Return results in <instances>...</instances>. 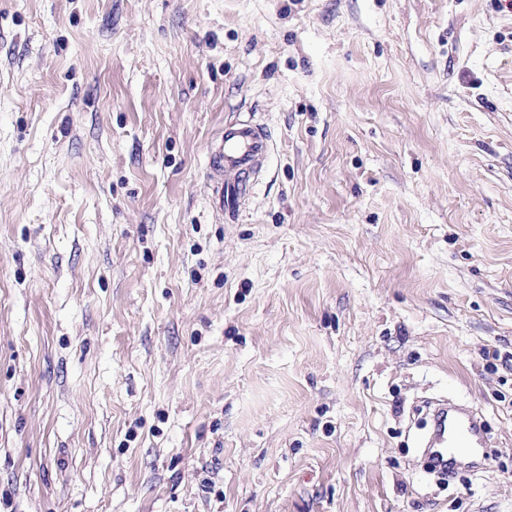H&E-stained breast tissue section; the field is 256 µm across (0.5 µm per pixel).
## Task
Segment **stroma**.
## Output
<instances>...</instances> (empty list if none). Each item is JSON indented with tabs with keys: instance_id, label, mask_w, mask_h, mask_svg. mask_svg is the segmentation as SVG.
<instances>
[{
	"instance_id": "obj_1",
	"label": "stroma",
	"mask_w": 512,
	"mask_h": 512,
	"mask_svg": "<svg viewBox=\"0 0 512 512\" xmlns=\"http://www.w3.org/2000/svg\"><path fill=\"white\" fill-rule=\"evenodd\" d=\"M0 512H512V9L0 0ZM272 141L267 129L245 120L224 123L215 146L212 201L221 220L235 221L238 204L246 192L243 178L265 163ZM432 427L423 439L429 470L445 477L460 467L478 469L486 460L489 437L477 411L454 403H435L429 409Z\"/></svg>"
}]
</instances>
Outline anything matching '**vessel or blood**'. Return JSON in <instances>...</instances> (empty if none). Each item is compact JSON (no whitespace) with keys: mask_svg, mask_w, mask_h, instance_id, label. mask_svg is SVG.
<instances>
[{"mask_svg":"<svg viewBox=\"0 0 512 512\" xmlns=\"http://www.w3.org/2000/svg\"><path fill=\"white\" fill-rule=\"evenodd\" d=\"M271 149L265 127L245 120L225 122L215 147L212 179V201L220 217L235 220L244 178L269 159ZM429 413L432 427L422 441L427 468L444 477L461 467L480 468L489 437L479 413L448 402L434 404Z\"/></svg>","mask_w":512,"mask_h":512,"instance_id":"vessel-or-blood-1","label":"vessel or blood"}]
</instances>
